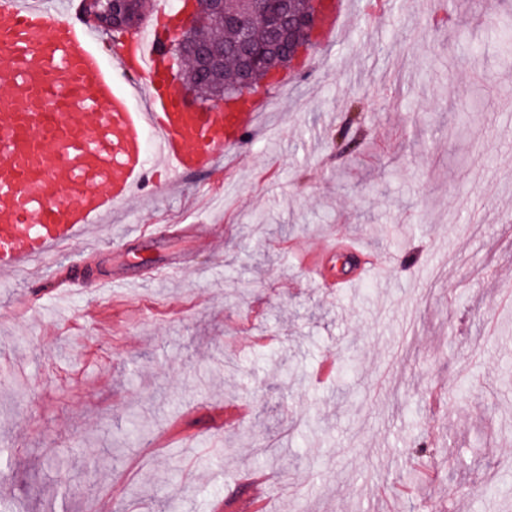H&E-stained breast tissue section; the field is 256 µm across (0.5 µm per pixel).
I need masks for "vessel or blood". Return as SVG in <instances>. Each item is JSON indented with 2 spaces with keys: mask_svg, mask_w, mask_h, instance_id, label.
Masks as SVG:
<instances>
[{
  "mask_svg": "<svg viewBox=\"0 0 512 512\" xmlns=\"http://www.w3.org/2000/svg\"><path fill=\"white\" fill-rule=\"evenodd\" d=\"M56 14L40 0H0V74L9 79L0 96L1 274L81 240L145 188L149 162L175 175L209 171L259 109L253 99L228 112L189 107L166 85L157 26L139 28L109 61L99 29ZM136 96L146 110L133 108ZM338 249L358 258L357 278L381 265L352 242Z\"/></svg>",
  "mask_w": 512,
  "mask_h": 512,
  "instance_id": "1",
  "label": "vessel or blood"
}]
</instances>
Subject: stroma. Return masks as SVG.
<instances>
[{"label":"stroma","instance_id":"1","mask_svg":"<svg viewBox=\"0 0 512 512\" xmlns=\"http://www.w3.org/2000/svg\"><path fill=\"white\" fill-rule=\"evenodd\" d=\"M345 8L208 173L0 280V512H213L257 468L263 512H512V0ZM341 237L383 266L331 293Z\"/></svg>","mask_w":512,"mask_h":512}]
</instances>
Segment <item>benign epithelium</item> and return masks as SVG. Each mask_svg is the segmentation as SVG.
I'll list each match as a JSON object with an SVG mask.
<instances>
[{
    "label": "benign epithelium",
    "instance_id": "benign-epithelium-1",
    "mask_svg": "<svg viewBox=\"0 0 512 512\" xmlns=\"http://www.w3.org/2000/svg\"><path fill=\"white\" fill-rule=\"evenodd\" d=\"M295 0H276L269 15L270 37L265 42H255L246 37L252 21L248 11L230 9L224 0H183L179 14L185 16L177 38V54L191 57L199 74L205 75L222 65L224 44L217 41L199 40L193 31L212 20L226 28L238 30L242 39L235 45V54L240 64L239 88L246 91L252 87L251 75L267 66L272 52L278 50L288 56L289 64L297 65L312 48L320 36L319 18L324 10V0H312L311 12H299L294 8Z\"/></svg>",
    "mask_w": 512,
    "mask_h": 512
}]
</instances>
